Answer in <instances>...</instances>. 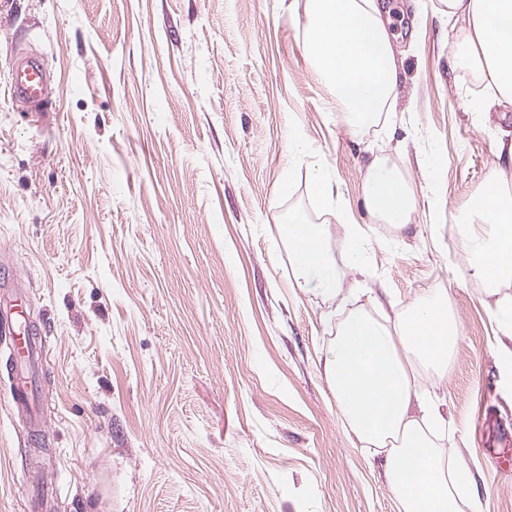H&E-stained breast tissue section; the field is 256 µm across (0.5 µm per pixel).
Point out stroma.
Returning a JSON list of instances; mask_svg holds the SVG:
<instances>
[{"label":"stroma","mask_w":512,"mask_h":512,"mask_svg":"<svg viewBox=\"0 0 512 512\" xmlns=\"http://www.w3.org/2000/svg\"><path fill=\"white\" fill-rule=\"evenodd\" d=\"M375 3L403 79L358 142L306 54V0H0V290L41 344L30 426L0 335V512H397L319 363L355 300L296 288L281 234L301 208L346 248L322 162L366 233L345 285L398 310L447 292L464 338L417 383L447 401L483 512H512L485 453L512 431V377L455 228L491 182L512 192V106L455 65L440 0ZM18 52L52 77L41 111L8 93ZM375 157L413 192L403 230L366 214Z\"/></svg>","instance_id":"1"}]
</instances>
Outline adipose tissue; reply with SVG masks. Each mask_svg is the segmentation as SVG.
<instances>
[{"mask_svg": "<svg viewBox=\"0 0 512 512\" xmlns=\"http://www.w3.org/2000/svg\"><path fill=\"white\" fill-rule=\"evenodd\" d=\"M459 21L455 59L473 71L503 106L512 105V0H443ZM305 43L315 71L327 84L352 133L376 125L401 81V67L386 22L373 0H307ZM370 217L401 230L415 203L404 180L371 160L363 189ZM349 248L335 255L329 227L302 209L284 226L297 287L317 277L324 299L342 291L343 268L364 264L365 232L345 226ZM459 233L467 240L474 275L495 301L490 311L503 339L499 363L512 375V204L492 187L473 203ZM462 329L440 291L403 310L373 316L352 311L323 355V369L349 432L382 459L398 512H481L476 477L458 458L444 454L435 431L456 435L439 402L420 391L419 369L445 373Z\"/></svg>", "mask_w": 512, "mask_h": 512, "instance_id": "obj_1", "label": "adipose tissue"}]
</instances>
